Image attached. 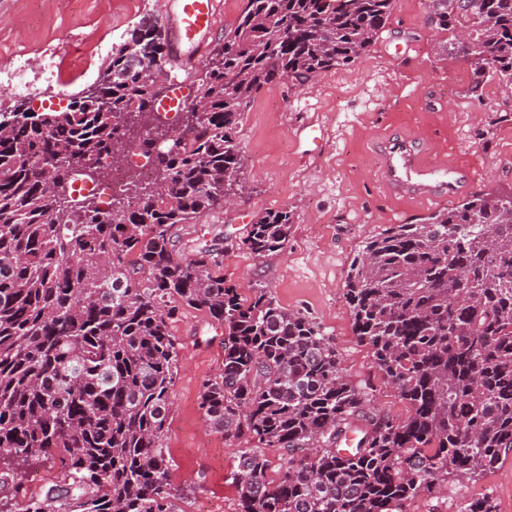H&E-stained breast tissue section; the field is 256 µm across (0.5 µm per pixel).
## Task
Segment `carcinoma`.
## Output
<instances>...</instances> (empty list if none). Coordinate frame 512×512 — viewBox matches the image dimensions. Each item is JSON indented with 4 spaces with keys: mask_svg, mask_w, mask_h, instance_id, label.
Instances as JSON below:
<instances>
[{
    "mask_svg": "<svg viewBox=\"0 0 512 512\" xmlns=\"http://www.w3.org/2000/svg\"><path fill=\"white\" fill-rule=\"evenodd\" d=\"M427 2L448 54L473 71L471 92L512 84V0ZM394 3L242 0L183 113L195 124L187 140L154 124L170 48L155 14L66 105L0 109V493L19 492L34 463L60 469L15 512H176L164 438L180 305L224 327V374L202 384L199 407L224 441L247 444L231 474L235 512H407L512 453V190L391 224L349 265L354 336L407 405L402 419L374 411V387L344 374L317 323L264 288L241 292L209 251L175 249V228L238 185L255 95L351 66ZM159 140L153 182L130 177L106 210L48 190L73 164L98 173L100 160L120 164ZM293 223L286 209L265 212L243 245L281 252ZM267 448L284 450L275 478ZM459 512L497 510L485 495Z\"/></svg>",
    "mask_w": 512,
    "mask_h": 512,
    "instance_id": "carcinoma-1",
    "label": "carcinoma"
}]
</instances>
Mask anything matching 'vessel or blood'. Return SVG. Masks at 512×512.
<instances>
[{
  "instance_id": "b4317fda",
  "label": "vessel or blood",
  "mask_w": 512,
  "mask_h": 512,
  "mask_svg": "<svg viewBox=\"0 0 512 512\" xmlns=\"http://www.w3.org/2000/svg\"><path fill=\"white\" fill-rule=\"evenodd\" d=\"M175 37L187 45L184 53L172 55L170 65L189 69L198 64L213 29L218 11L217 0H176ZM382 165L379 179L392 195L410 197L428 203L451 198L476 180L467 167L436 166L428 162L416 139L390 134L376 142Z\"/></svg>"
}]
</instances>
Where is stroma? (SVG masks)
<instances>
[{
  "instance_id": "obj_1",
  "label": "stroma",
  "mask_w": 512,
  "mask_h": 512,
  "mask_svg": "<svg viewBox=\"0 0 512 512\" xmlns=\"http://www.w3.org/2000/svg\"><path fill=\"white\" fill-rule=\"evenodd\" d=\"M175 0H0V76L18 56L61 66V81H35L31 103L55 108L61 95L92 83L126 31L147 14L172 25ZM446 38L428 20L426 0H396L370 52L311 85L283 82L260 90L244 115L242 191L176 229L180 254L210 250L217 269L241 290L264 288L283 307L318 323L349 379L371 383L375 403L403 417L406 405L378 375L369 349L351 329L344 282L364 241L392 224L417 223L455 206L419 204L390 195L377 179L375 141L400 132L420 139L435 164H462L476 191L512 188V86L469 91L467 65L441 51ZM287 209L294 224L284 251L258 259L242 246L254 218ZM179 348L165 444L171 483L188 493L182 512H235L230 479L234 450L199 407L204 381L224 372V328L181 307L170 325ZM490 495L497 512H512V454L476 482L442 498H416L409 512H457L472 488Z\"/></svg>"
}]
</instances>
